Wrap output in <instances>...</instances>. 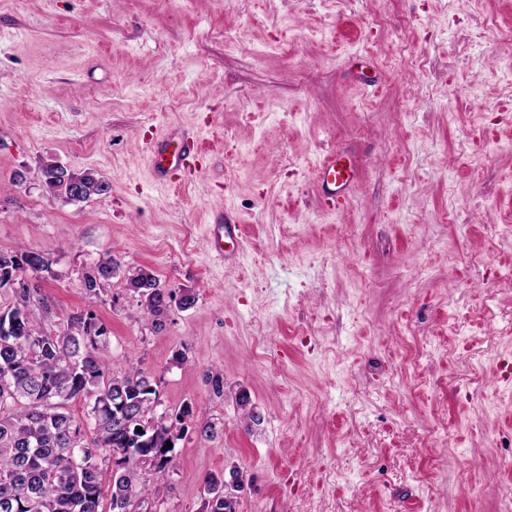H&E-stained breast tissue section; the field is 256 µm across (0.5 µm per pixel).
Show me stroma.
I'll list each match as a JSON object with an SVG mask.
<instances>
[{
  "label": "stroma",
  "mask_w": 512,
  "mask_h": 512,
  "mask_svg": "<svg viewBox=\"0 0 512 512\" xmlns=\"http://www.w3.org/2000/svg\"><path fill=\"white\" fill-rule=\"evenodd\" d=\"M510 34L512 0H0V251L49 261L47 333L94 313L110 371L191 403L173 469L143 473L152 512H201L219 473L235 512H498ZM172 133L197 172L161 187L149 143ZM46 159L107 193L54 197ZM223 210L238 263L207 250ZM106 251L119 273L89 293ZM138 268L194 305L153 330ZM324 181L326 183V191L324 196L327 200L333 199L336 197V184L340 188L344 186L349 177L345 172V169L342 167L336 166V160L328 159L322 165ZM331 178V180H329ZM333 185L335 189H332L330 186ZM334 191V193H333Z\"/></svg>",
  "instance_id": "1"
}]
</instances>
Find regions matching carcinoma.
I'll use <instances>...</instances> for the list:
<instances>
[{
  "label": "carcinoma",
  "instance_id": "obj_1",
  "mask_svg": "<svg viewBox=\"0 0 512 512\" xmlns=\"http://www.w3.org/2000/svg\"><path fill=\"white\" fill-rule=\"evenodd\" d=\"M40 172L49 191L65 202H82L108 191L90 171L71 172L48 161ZM47 269L33 251L0 252V288L19 274ZM118 262L102 253L84 275L95 294L108 288ZM128 287L145 298L153 329H163L172 304L191 308L195 296L176 293L150 271L127 277ZM52 304L39 284L28 280L16 302L0 310V512H129L148 502L151 490L140 471L173 467L174 448L185 439L193 408L156 413L161 405L155 379L131 365L109 371L101 351L107 327L88 312L69 319L62 334H49L41 319ZM74 399L86 402L80 418L67 410ZM224 475L204 481V512H224Z\"/></svg>",
  "mask_w": 512,
  "mask_h": 512
}]
</instances>
